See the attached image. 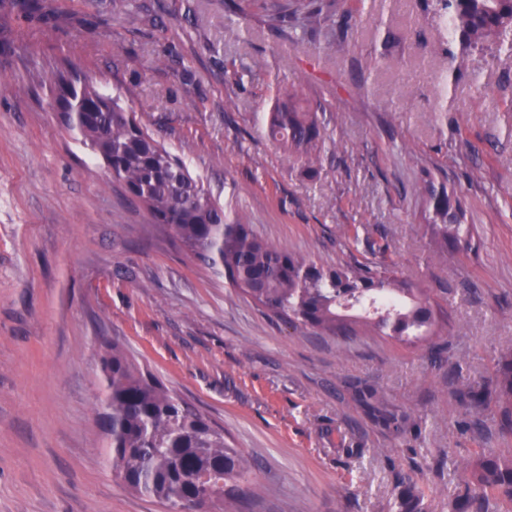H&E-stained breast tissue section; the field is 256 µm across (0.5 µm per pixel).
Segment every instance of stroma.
Segmentation results:
<instances>
[{"instance_id":"stroma-1","label":"stroma","mask_w":512,"mask_h":512,"mask_svg":"<svg viewBox=\"0 0 512 512\" xmlns=\"http://www.w3.org/2000/svg\"><path fill=\"white\" fill-rule=\"evenodd\" d=\"M39 3L0 13V512H169L106 460L116 347L245 452L240 512H448L478 449L512 456L497 410L455 395L512 355V53L446 55L421 0H365L345 36L313 39L226 0ZM63 58L267 243L332 268L388 253L438 303L434 334L320 336L193 258L51 112L34 76ZM280 87L323 123L315 178L263 133ZM428 177L475 252L431 243ZM368 389L406 423H377Z\"/></svg>"}]
</instances>
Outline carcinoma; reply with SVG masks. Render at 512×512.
<instances>
[{
  "mask_svg": "<svg viewBox=\"0 0 512 512\" xmlns=\"http://www.w3.org/2000/svg\"><path fill=\"white\" fill-rule=\"evenodd\" d=\"M448 29L446 53L493 44L512 51V0H422ZM275 30L314 33L328 23L339 25L353 8L339 10V0H250ZM57 92L66 128L78 132L112 178L132 199L195 258L220 266L243 294L277 316L296 320L320 334L348 338L353 330L347 312L369 304L371 327L397 340L425 336L438 312L430 296L394 276L390 263L325 269L304 257L276 248L257 237L239 218L224 212L210 191L186 166L122 107L120 96L103 92L80 76L67 61H57L39 76ZM269 140L303 163L313 178L322 140L315 113L297 94L286 92L264 118ZM458 200L429 191L427 228L432 240L457 253L471 249L473 238ZM100 404L109 421L107 456L112 473L140 495L175 505L194 503L205 512H237L235 504L249 482V461L224 438V430L171 394L153 375L112 348L103 359ZM474 413L495 406L500 428L512 431V358L497 364L491 389L457 391ZM369 408L387 425L405 417L379 407L367 392ZM512 512V457L480 450L463 491L450 512H488L491 503Z\"/></svg>",
  "mask_w": 512,
  "mask_h": 512,
  "instance_id": "1",
  "label": "carcinoma"
}]
</instances>
